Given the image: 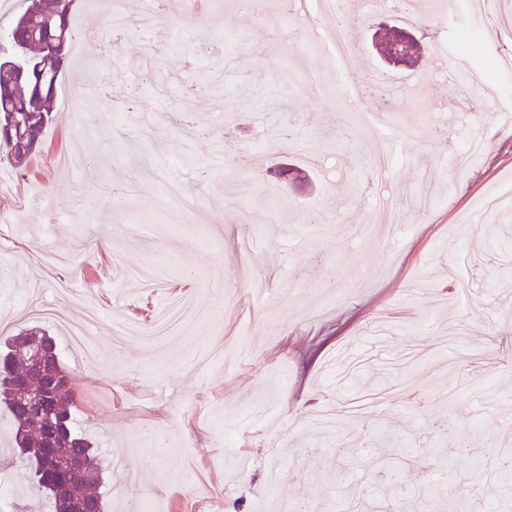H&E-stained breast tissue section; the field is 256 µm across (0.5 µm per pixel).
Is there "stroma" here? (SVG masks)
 <instances>
[{
	"instance_id": "stroma-1",
	"label": "stroma",
	"mask_w": 512,
	"mask_h": 512,
	"mask_svg": "<svg viewBox=\"0 0 512 512\" xmlns=\"http://www.w3.org/2000/svg\"><path fill=\"white\" fill-rule=\"evenodd\" d=\"M106 0H75L54 121L22 165L0 161V342L39 326L82 328L66 356L77 426L112 471L110 512H398L436 492V512H512V0L479 15L423 0L410 26L427 52L463 55L499 94L455 107L459 76L382 67L371 39L403 0L324 18L345 64L279 0L259 11L210 0L186 16L122 0L130 29L101 71L77 53L106 29ZM162 72L163 81L153 73ZM106 73L93 104L81 82ZM365 81L351 109L340 80ZM93 122L80 124V117ZM475 131L481 155L460 141ZM234 137L263 165L216 168ZM399 162L394 209L374 202L378 152ZM356 189L346 196L345 186ZM399 222L395 247L375 238ZM358 277L329 287L327 265ZM59 319L19 318L32 289ZM181 295L204 323L125 342ZM244 339L249 360L205 367L189 352ZM496 359L452 402L468 354ZM165 436L145 445L148 431ZM0 409V512H52L27 488Z\"/></svg>"
}]
</instances>
